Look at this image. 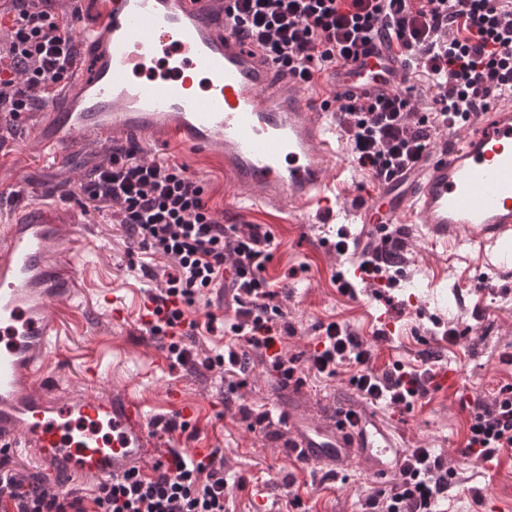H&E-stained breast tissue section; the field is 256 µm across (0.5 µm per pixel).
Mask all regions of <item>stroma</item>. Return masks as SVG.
<instances>
[{"mask_svg":"<svg viewBox=\"0 0 512 512\" xmlns=\"http://www.w3.org/2000/svg\"><path fill=\"white\" fill-rule=\"evenodd\" d=\"M42 117L38 110L29 113L26 124L0 130V141L11 146L0 157V206L56 197L65 218L63 249L85 266L74 297L56 306L61 333L54 384L59 390L87 387L99 393L129 383L152 410L168 388L182 400L206 402L208 414L196 426L198 437L223 449L225 470L244 481L231 492L229 512H285L296 495L311 512H360L376 485L392 484L391 472L379 484L364 472L327 479L324 472L289 457L279 423L252 430L242 418L246 411L254 416L278 412L290 400L311 420L356 409L407 447L447 454L455 482L448 512H512V456L483 462L463 453L471 401L490 405L512 389V265L488 283L474 282L476 267L494 261V254L463 257L432 247L425 225L407 224L397 287L382 298L374 286L359 281L356 296L344 295L335 276L340 270L352 272L353 266L336 252V224L312 223L285 202L235 208L216 150L188 149L170 139L150 144L143 147V157L184 165L202 183L209 208L223 224H261L273 234V256L264 275L278 293L279 346L296 377L284 381L269 358L256 352L242 371L207 368L204 358L221 353L229 341L220 329L184 338L187 358L168 357L159 370L152 364L153 352L168 349L170 337L143 334L133 315L115 322L97 302L98 292L111 286L125 297L157 286L141 270L140 257L129 255L126 229L113 208L84 192L95 170L108 163L113 146L88 140L73 153L45 157L30 139L31 125ZM331 322L347 326L367 343L376 372L398 365L418 370L448 366L460 372L459 392H432L409 408L368 403L350 383L354 367L340 366L332 378L309 368L313 348ZM450 327L458 333L456 340L445 335ZM92 360L100 363L102 378L88 386L84 368Z\"/></svg>","mask_w":512,"mask_h":512,"instance_id":"obj_1","label":"stroma"}]
</instances>
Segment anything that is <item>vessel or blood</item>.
Segmentation results:
<instances>
[{
    "label": "vessel or blood",
    "instance_id": "obj_1",
    "mask_svg": "<svg viewBox=\"0 0 512 512\" xmlns=\"http://www.w3.org/2000/svg\"><path fill=\"white\" fill-rule=\"evenodd\" d=\"M95 22L75 37L90 68L52 101L33 141L49 155L83 138L141 145L172 137L217 148L237 202L288 200L309 218L348 212L376 236L426 225L431 246L487 253L512 244V99L439 128L411 169L379 180L348 205L345 169L331 162L339 138L335 102L384 90L406 94L412 67L380 45L362 65L336 63L312 86L282 79L249 39L232 34L217 0H81ZM57 210L17 209L0 226V446L17 449L37 475L62 485L122 476L157 446L146 401L127 385L108 393L48 389L56 301L68 298L78 261L59 247ZM288 454L306 466L383 474L402 454L374 421L338 410L321 422L283 416Z\"/></svg>",
    "mask_w": 512,
    "mask_h": 512
}]
</instances>
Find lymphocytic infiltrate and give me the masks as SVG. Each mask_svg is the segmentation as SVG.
Listing matches in <instances>:
<instances>
[{"label":"lymphocytic infiltrate","instance_id":"obj_1","mask_svg":"<svg viewBox=\"0 0 512 512\" xmlns=\"http://www.w3.org/2000/svg\"><path fill=\"white\" fill-rule=\"evenodd\" d=\"M234 31L254 40L283 74L310 83L314 70L366 56L371 39L397 43L415 57L430 98L419 112L412 96L381 93L344 99L343 140L353 160L373 178H389L417 162L430 143L432 123L459 122L491 100L512 95V0H235ZM0 43V124L48 104L58 83L76 66L71 28L50 0H13ZM139 147L113 150L106 166L85 186L89 198L117 207L121 222L143 252L167 259L160 290L169 301L154 333L200 325L186 309L212 289L228 287L236 308L225 321L230 336L207 367L243 366L245 350L270 351V324L278 309L263 273L274 249L270 230L225 226L211 213L203 186L185 166L145 161ZM339 255L353 256L367 278L382 288L397 283V255L387 246L340 234ZM366 344L343 325L330 323L310 364L324 377L339 366L357 368L351 378L370 403L412 405L424 397L420 373L401 369L376 373ZM466 454L490 461L512 453V394L493 407L474 403ZM397 479L367 494L364 512H444L451 485L444 454L412 448L396 461ZM236 481L224 469L222 449L200 459L172 453L167 466L130 468L122 477L98 482L93 492L75 485L53 492L30 484L0 448V512H228Z\"/></svg>","mask_w":512,"mask_h":512}]
</instances>
